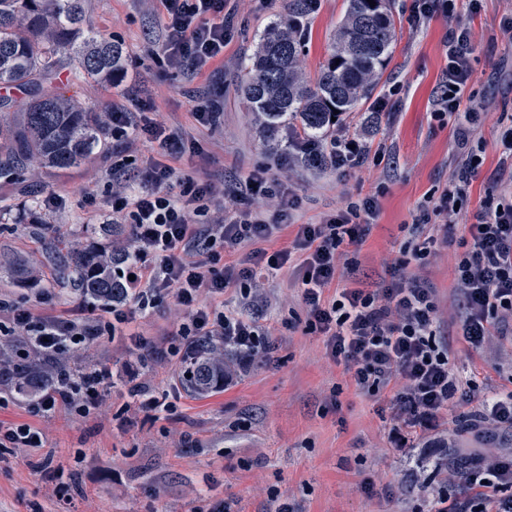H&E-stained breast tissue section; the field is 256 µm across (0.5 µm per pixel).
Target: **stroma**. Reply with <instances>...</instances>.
<instances>
[{
  "label": "stroma",
  "instance_id": "35a3bbf8",
  "mask_svg": "<svg viewBox=\"0 0 512 512\" xmlns=\"http://www.w3.org/2000/svg\"><path fill=\"white\" fill-rule=\"evenodd\" d=\"M290 2L227 0L236 34L222 60L193 76L153 54L162 38L158 0H85L94 30L122 44L126 68L110 86L74 80L65 69L57 84L90 110L108 112L116 105L143 110L180 136L197 140L200 153L172 158L170 164L179 171H207L216 191L231 178L269 169L300 200L293 223L316 222L348 201L377 194L378 215L355 251L358 270L342 281L355 288L360 279L379 280L398 261L403 225L419 218V203L438 196L458 164L453 124L431 116L448 68L445 38L453 22L438 17L411 27L412 0H394L400 18L394 54L374 96L394 93L401 104L385 112L374 111L372 102L359 106L348 124L380 159L345 173L286 159L283 141L263 136L238 92L246 78L245 58L271 20L287 17ZM345 8L346 0H320L309 14L301 54L309 80H316L327 59ZM511 14L512 0H482L475 13L468 0L458 2L456 20L471 27L476 45L466 93L482 107L474 138L484 145V162L461 214L448 227L447 241L436 243L426 264L409 267L434 288L440 333L463 371L478 358L460 339L451 255L465 220L492 187L489 177L499 166V124L512 120V41L499 31L501 20ZM205 99L221 114L211 127L199 126L193 117ZM118 188L99 153L77 167L50 171L33 163L16 179L0 180V198L13 205L0 215V260L26 258L33 275L24 284L0 273V298L49 318L99 316V303L63 286L42 291L38 282L54 267L49 254L56 238L81 248L128 243L123 225L92 240L84 234L85 225L111 219ZM50 193L59 205L47 210L42 201ZM254 307L264 314L270 359H256L236 386L203 397L184 386L178 361L141 362L128 337L106 332L68 352L78 366L119 377L131 370L153 393L173 394L168 416L156 418L138 408L121 380L104 387L96 407L85 414L35 415L1 390L0 422L39 428L44 445L14 449L0 462V512H194L228 498L237 500L239 512H274L281 499L296 503L300 512H411L415 507L428 512L430 497L407 482L401 459L384 450L390 420L383 417L380 402L349 384L342 367L328 359L323 337L306 333L295 276L283 272L262 279ZM183 317L182 307L167 297L132 329L147 345L165 347ZM375 446L383 448V455H372ZM47 458L54 468L73 472L67 497L59 496L57 479L38 474ZM368 480L378 489L371 497L362 490Z\"/></svg>",
  "mask_w": 512,
  "mask_h": 512
}]
</instances>
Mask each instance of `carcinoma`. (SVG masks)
Segmentation results:
<instances>
[{"label": "carcinoma", "mask_w": 512, "mask_h": 512, "mask_svg": "<svg viewBox=\"0 0 512 512\" xmlns=\"http://www.w3.org/2000/svg\"><path fill=\"white\" fill-rule=\"evenodd\" d=\"M390 2L347 0L330 57L312 85L300 66L303 36L276 21L264 30L246 64L241 95L268 138L293 127L325 140L334 114H349L371 98L394 53L397 18ZM124 64L121 44L100 38L87 24L84 0H0V84L21 88L28 96L21 111L12 114L13 100L0 99V179H15L32 161L66 169L90 160L107 133V115L59 92L55 80L66 65L76 77L110 85ZM127 257L126 249L115 255L72 250L57 278L108 304L120 296L112 269ZM223 356V348L211 345L186 386L210 384V370ZM3 366L14 373L10 385L23 401L56 390L72 371L59 354L36 353L18 361L9 348Z\"/></svg>", "instance_id": "carcinoma-1"}]
</instances>
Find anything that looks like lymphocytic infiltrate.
<instances>
[{
	"label": "lymphocytic infiltrate",
	"mask_w": 512,
	"mask_h": 512,
	"mask_svg": "<svg viewBox=\"0 0 512 512\" xmlns=\"http://www.w3.org/2000/svg\"><path fill=\"white\" fill-rule=\"evenodd\" d=\"M225 0H160L163 29L161 51L166 63L193 74L223 57L233 26L224 14ZM448 70L433 99L432 116L444 122L456 119L455 140L463 155L431 211L448 216L469 193L483 163L468 144L480 108L465 103L464 91L472 78L475 46L468 27L452 28L446 39ZM109 117L113 179L135 175L142 189L112 199V221L129 227L131 258L121 265L119 277L125 300L107 307L95 321L81 318H44L31 309L0 299V331L28 340L32 349L57 353L73 349L103 330L130 325L136 313L161 296L175 298L186 313L176 332L191 361L203 355L204 342L220 339L231 351L224 367V384L233 386L254 358L268 350L257 316L238 309L221 310L200 304L201 295H223L237 290L250 299L258 275L293 270L306 307L307 332L324 336L326 354L342 366L360 393L386 401L393 425L388 439L392 451H421L440 463L438 437L448 412L460 402L476 408L458 414L460 431L476 438L491 430L512 434V186L503 185L504 172L512 171V125L502 127L498 173L492 182L499 192H488L481 209L464 230L467 250L454 257V276L460 294V323L467 347L490 363L502 380L487 387L482 366L455 369L450 345L440 335L435 290L419 276L406 272L404 262L387 270L379 282L363 288L342 286L339 264L345 250L362 244L378 214L375 197L348 202L314 224H300L287 247L262 249L287 229L297 196L283 191L280 210L267 215L258 208L270 190L268 169L254 170L225 186L231 198L251 200L250 208L210 215L215 195L208 173L176 171L170 154L183 150L180 135L151 119L136 117L113 106ZM144 136L155 156L141 169H132L128 139ZM289 151L301 161L342 169L362 166L369 158L366 142L347 125H339L324 142L307 139L288 129ZM257 248L241 261L222 263L221 249L246 243ZM102 370L76 373L74 393L50 392L37 401L41 413L66 407L89 411L108 379ZM455 496L438 494L430 512H512V457H488L471 465Z\"/></svg>",
	"instance_id": "obj_1"
}]
</instances>
